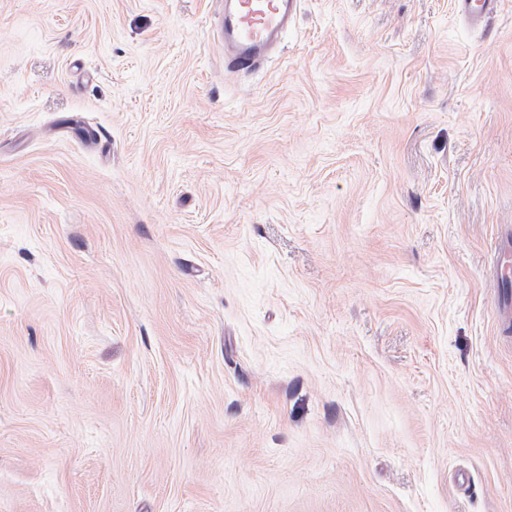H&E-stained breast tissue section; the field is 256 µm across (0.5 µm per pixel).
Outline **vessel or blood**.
<instances>
[{"label": "vessel or blood", "mask_w": 512, "mask_h": 512, "mask_svg": "<svg viewBox=\"0 0 512 512\" xmlns=\"http://www.w3.org/2000/svg\"><path fill=\"white\" fill-rule=\"evenodd\" d=\"M499 0H454V8L471 24L488 19ZM300 0H224L216 27L224 43V70L249 72L278 49L292 24Z\"/></svg>", "instance_id": "1"}]
</instances>
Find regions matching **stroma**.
I'll list each match as a JSON object with an SVG mask.
<instances>
[{
	"label": "stroma",
	"instance_id": "obj_1",
	"mask_svg": "<svg viewBox=\"0 0 512 512\" xmlns=\"http://www.w3.org/2000/svg\"><path fill=\"white\" fill-rule=\"evenodd\" d=\"M218 5L0 0V512H512V0ZM300 0H224L216 27L224 41V71L259 68L278 49ZM499 0H454V8L471 24L480 25L496 9Z\"/></svg>",
	"mask_w": 512,
	"mask_h": 512
}]
</instances>
